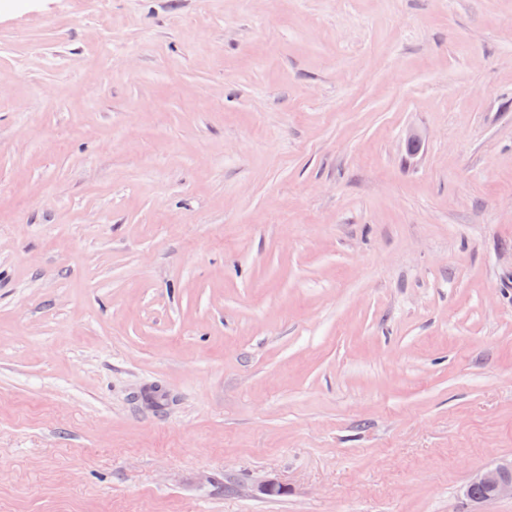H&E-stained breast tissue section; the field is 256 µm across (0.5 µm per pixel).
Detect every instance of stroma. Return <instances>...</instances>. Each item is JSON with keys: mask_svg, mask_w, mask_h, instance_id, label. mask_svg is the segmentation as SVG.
<instances>
[{"mask_svg": "<svg viewBox=\"0 0 512 512\" xmlns=\"http://www.w3.org/2000/svg\"><path fill=\"white\" fill-rule=\"evenodd\" d=\"M504 458L512 0H0V512H474Z\"/></svg>", "mask_w": 512, "mask_h": 512, "instance_id": "obj_1", "label": "stroma"}]
</instances>
